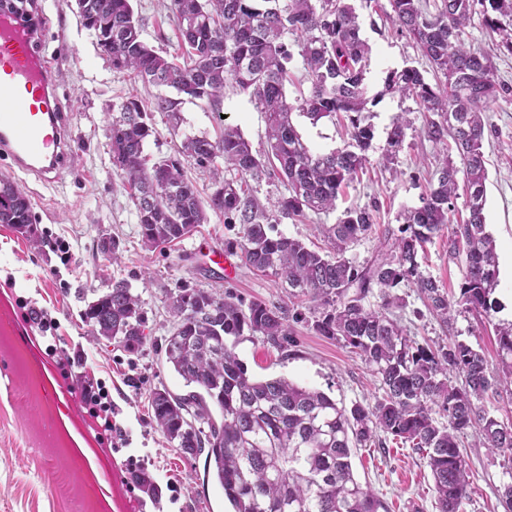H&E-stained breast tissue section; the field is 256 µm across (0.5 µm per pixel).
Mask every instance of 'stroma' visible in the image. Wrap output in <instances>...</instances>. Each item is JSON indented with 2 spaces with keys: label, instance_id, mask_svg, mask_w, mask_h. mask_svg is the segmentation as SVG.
<instances>
[{
  "label": "stroma",
  "instance_id": "obj_1",
  "mask_svg": "<svg viewBox=\"0 0 512 512\" xmlns=\"http://www.w3.org/2000/svg\"><path fill=\"white\" fill-rule=\"evenodd\" d=\"M350 3L369 48L367 81L374 96L364 114L374 134L369 164L339 197L334 212L288 219L276 230L324 251L328 248L325 226L337 223L347 208H376L372 231L346 253L362 266L379 253L386 229L399 227L401 213L419 206L440 147L427 136L420 105L386 90L384 84L389 72L406 67L432 78L430 62L392 23L390 0ZM44 4L47 30L38 51L58 67V109L65 112L81 144L57 182L43 183L21 172L12 175L31 204L30 232L0 224V336L5 339L0 346V512H232L222 488L205 478L202 462L182 457L152 419V390L187 391L161 349L174 325L171 293L181 287L200 288L233 295L246 304L262 301L294 309L299 319L291 324L294 342L287 349L248 337L237 345L239 359L254 378L284 377L319 389L348 407L372 402L377 381L358 355L314 331L318 311L309 302L292 305L280 280L242 264L229 279L209 261V253L223 250L229 236L222 214L208 211L206 223L181 241L151 250L143 246L131 189L112 166L109 132L124 101L134 97L150 104L157 89L113 69L83 27L74 0H44ZM133 8L144 40L161 55H180L171 0H133ZM464 39L490 53L497 79L512 86V53L500 47L496 34L477 20L466 28ZM402 115L412 126L395 164L386 168L381 154L393 122ZM482 117L488 171L485 216L498 247L495 296L502 308L489 319L464 311L445 326L429 313L416 289L403 285L397 293L404 304L395 314L418 341L442 345L461 341L492 362L497 357L496 328L512 322V252L505 248L512 240V96L491 101ZM293 120L314 151L342 148L348 139L341 121L325 118L313 124L298 113ZM152 126L145 152L153 162L177 157L189 136L219 141L228 126L240 130L258 158H265L268 150L263 112L249 96L231 87L218 106L187 100L179 121L156 112ZM104 237L119 240V263H112L101 251ZM418 261L424 274L457 291L462 260L449 254L447 237L435 238ZM115 278L127 280L143 301L147 341L135 351L91 338L83 317L88 302ZM33 309L51 319L52 329L42 330L30 319ZM30 367L40 374L35 388L26 378ZM87 381L103 388L122 437H109L94 428L80 398ZM473 442V436L467 435L461 445L471 482L470 498L462 510L503 512L498 491L512 482V467ZM74 455L85 457L88 473L71 469ZM131 457L152 477L158 495H148L132 482L126 469ZM352 466L357 480L385 503L387 512H436L430 470L410 446L390 439L382 446L359 449ZM90 474L98 479L101 500L88 505L81 488Z\"/></svg>",
  "mask_w": 512,
  "mask_h": 512
}]
</instances>
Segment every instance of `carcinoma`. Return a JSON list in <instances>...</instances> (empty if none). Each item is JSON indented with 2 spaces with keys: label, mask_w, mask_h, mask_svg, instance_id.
I'll list each match as a JSON object with an SVG mask.
<instances>
[{
  "label": "carcinoma",
  "mask_w": 512,
  "mask_h": 512,
  "mask_svg": "<svg viewBox=\"0 0 512 512\" xmlns=\"http://www.w3.org/2000/svg\"><path fill=\"white\" fill-rule=\"evenodd\" d=\"M79 14L112 68L141 81L174 89L191 100L215 103L232 85L264 112L270 154L262 161L235 127L222 139L188 137L180 154L200 166L217 158L233 167L237 180H226L209 207L224 223L239 225L224 245L240 251L244 265L270 273L320 309L314 329L359 354L379 383L373 403L347 408L325 393L285 378L257 380L248 375L235 348L248 334L281 348L292 329L284 309L261 301L245 305L196 288L170 295L176 325L164 338L166 363L196 390L176 395L167 388L151 393L158 428L185 458L205 456V472L215 477L233 512H379L381 500L355 478L352 449L381 435L392 436L425 453L439 512H461L469 498V471L458 438L469 432L478 446L512 462V421L492 415L482 400L509 394L512 404V324L497 329V363L455 341L432 348L409 336L390 309L403 298L392 293L407 284L428 302L441 324L462 306L487 318L499 309L495 243L486 231L487 171L482 152L487 104L512 93L499 82L493 59L466 45L465 28L479 16L512 53V0H390L401 30L430 61V84L414 67L391 73L387 86L411 96L423 110L428 137L442 145L436 182L421 206L403 213L398 231L387 230L386 250L359 267L345 253L375 224L366 208H350L325 228L332 252L322 254L297 238L274 232V225L306 212L335 209L336 200L369 162L374 137L363 124L370 101L366 85L368 46L354 8L346 0H171L181 35L183 62L158 54L142 38L132 0H82ZM299 38V55L310 82L299 106L288 102L293 53L288 35ZM182 99L155 96L153 109L177 119ZM312 123L343 115L349 141L329 153L310 150L292 121L294 109ZM150 114L135 98L121 106L112 122V166L134 190L141 241L148 249L192 235L205 223L198 192L181 162L166 159L146 166ZM409 121L393 122L382 163L393 164ZM457 152L461 165L451 159ZM269 172L288 185V195L263 207L248 192L246 179ZM466 187L467 218L448 227L454 210L458 175ZM0 224L17 229L33 224L30 205L9 181L0 180ZM450 230L448 251L463 256L459 295L448 292L420 269L418 253ZM378 288L382 304L365 299ZM83 316L93 332L127 349L144 345L146 335L139 296L129 283L114 280L89 302ZM464 377L453 383L455 375ZM222 420L216 421L211 407ZM446 419L442 423L435 418Z\"/></svg>",
  "instance_id": "cac0c4a2"
}]
</instances>
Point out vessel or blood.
<instances>
[{
  "instance_id": "obj_1",
  "label": "vessel or blood",
  "mask_w": 512,
  "mask_h": 512,
  "mask_svg": "<svg viewBox=\"0 0 512 512\" xmlns=\"http://www.w3.org/2000/svg\"><path fill=\"white\" fill-rule=\"evenodd\" d=\"M42 38L0 14V160L44 183L60 179L75 149L63 113L35 106L56 85L51 64L37 52Z\"/></svg>"
}]
</instances>
